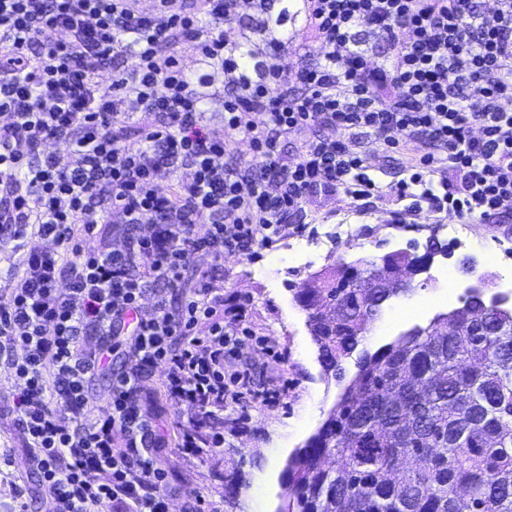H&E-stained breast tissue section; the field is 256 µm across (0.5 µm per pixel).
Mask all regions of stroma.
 <instances>
[{
	"instance_id": "35a3bbf8",
	"label": "stroma",
	"mask_w": 512,
	"mask_h": 512,
	"mask_svg": "<svg viewBox=\"0 0 512 512\" xmlns=\"http://www.w3.org/2000/svg\"><path fill=\"white\" fill-rule=\"evenodd\" d=\"M223 37L230 46L241 47L251 54L250 65L270 62L271 41H280L284 62L309 51L303 0H273L266 13H259L253 0H240L238 17L224 25ZM180 61L194 85L206 86L209 93L202 110L205 125H219L223 110L225 78L221 70L203 60L195 41L182 37L179 42ZM348 147L362 151L369 158L373 177L381 188L378 197L367 203L354 201L344 193H324L304 203L269 247L258 246L248 258L225 256L212 271V285L223 294L225 305L248 302L251 327L256 335L269 339L282 355L281 362H269L267 356L251 345L239 352L238 364L248 369L256 386L283 378L288 391L271 407L244 404L219 412L214 431L223 433L224 446L214 456L185 455L167 448L163 464L171 483L182 491L169 500V512H192L191 492H199L209 512H282L288 502L289 490L283 471L289 458L313 437L345 387L358 371V358L375 352L395 341L413 325L427 326L433 317L461 307V300L447 302L443 281L431 279L429 273L415 276V289L390 299L378 318L369 324V339L360 341L356 353L344 359L342 377L326 372L319 360V348L312 335L308 312L296 302L294 286L309 282L319 273L338 264L366 265L380 262L392 251L409 244L426 243L436 236L434 223L401 224L397 213L404 204L397 197V183L408 176L404 156L387 155L379 143L368 137L351 139ZM351 224L357 237L352 244L337 246L332 253H318L310 266H303L296 250L299 239L317 230ZM512 248L511 224H479L468 246L451 244L450 256H436L433 268L451 271L459 288H466L483 274L489 280L486 295L498 290L495 268L485 265L489 250ZM430 302L428 314L409 321L401 318L403 306ZM162 368H154L145 381L149 405L167 426L186 417L187 410L178 400L164 393ZM239 474L235 492H227L226 478ZM29 491V512H47L52 492L43 487L33 470L11 469L0 476V512H8L14 502L16 486Z\"/></svg>"
}]
</instances>
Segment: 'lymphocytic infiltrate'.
Here are the masks:
<instances>
[{"label":"lymphocytic infiltrate","instance_id":"1","mask_svg":"<svg viewBox=\"0 0 512 512\" xmlns=\"http://www.w3.org/2000/svg\"><path fill=\"white\" fill-rule=\"evenodd\" d=\"M305 2L314 51L250 80L223 37L238 0H157L149 14L137 0H0V248L20 257L0 279V361L23 382L11 413L53 491L48 512H168L177 489L161 450L220 452L223 437L201 435L196 414L251 392L236 357L253 330L247 303L225 306L208 268L271 244L310 198L374 197L369 159L344 135L363 131L388 153L430 144L407 166L429 206L403 218L512 222V0ZM363 25L388 46V66L358 50ZM186 34L227 78L220 130L197 120L207 94L181 66ZM228 130L248 139L249 157L230 150ZM290 137L292 158L279 149ZM48 140L76 164L60 166ZM163 169L177 175L166 187ZM111 209L128 232L120 250L94 218ZM34 236L45 247H28ZM123 348L138 367L90 403L89 378ZM158 366L190 411L173 436L142 398Z\"/></svg>","mask_w":512,"mask_h":512}]
</instances>
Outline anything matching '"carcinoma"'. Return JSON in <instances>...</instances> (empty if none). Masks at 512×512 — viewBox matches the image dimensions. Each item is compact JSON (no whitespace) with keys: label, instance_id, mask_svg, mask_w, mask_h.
Here are the masks:
<instances>
[{"label":"carcinoma","instance_id":"carcinoma-1","mask_svg":"<svg viewBox=\"0 0 512 512\" xmlns=\"http://www.w3.org/2000/svg\"><path fill=\"white\" fill-rule=\"evenodd\" d=\"M342 265L296 299L326 370L358 344L388 297ZM466 295L454 321L413 328L358 363L342 398L288 461L284 512H512V315L481 325Z\"/></svg>","mask_w":512,"mask_h":512}]
</instances>
